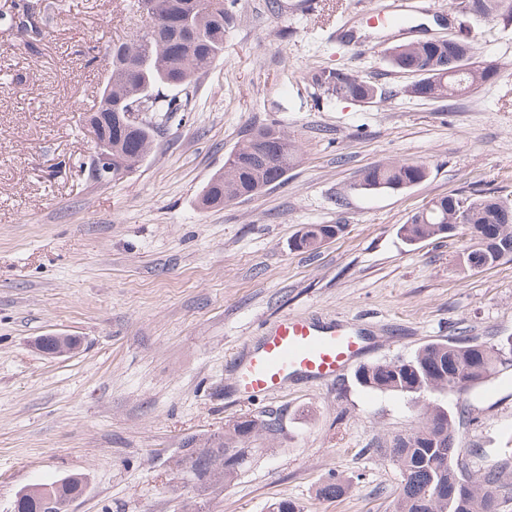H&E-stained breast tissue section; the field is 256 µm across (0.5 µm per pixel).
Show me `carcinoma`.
I'll return each instance as SVG.
<instances>
[{"label": "carcinoma", "instance_id": "carcinoma-1", "mask_svg": "<svg viewBox=\"0 0 512 512\" xmlns=\"http://www.w3.org/2000/svg\"><path fill=\"white\" fill-rule=\"evenodd\" d=\"M153 17L145 22L151 32H136L129 39L112 44L111 72L97 108L88 121L94 145L106 138L112 145V180L136 171L150 153L155 130L174 112H184L191 88L224 57V35L235 17L224 9V0H152ZM463 12L473 21H487L497 16L512 18V0H462ZM393 71L407 74L415 65L422 73L407 86L410 95L444 100L466 93L490 81L496 67L477 66L448 77V61L453 53L429 41H413L381 50ZM311 84L331 97L370 104L382 97L375 84L352 72L319 69L309 74ZM183 94L184 103L166 94ZM151 97V119L135 123L125 118L127 108ZM301 160L296 140L276 125L256 128L232 149L224 159V171L215 173L199 198L203 208L226 206L252 191H262L283 178ZM422 163H388L366 168L356 189L364 191L401 190L427 179ZM430 208L413 213L399 228L409 242L447 238L448 224L454 211L462 209L468 223L496 224L499 237L487 241L476 251L489 256L491 263L512 260V226L503 223L512 199L495 194L461 192L454 199L439 197L428 202ZM341 231L339 224H309L301 232L295 247L305 251L318 249L322 240ZM512 367V339L499 343L480 342L466 336L428 342L411 355L394 361L366 365L355 373L363 388L400 394L416 404L426 405L421 424L405 434H397L390 446L378 449L395 465L402 477L393 512H500L497 488L501 481L495 466L473 479L465 460L466 449L457 447L459 424L467 413L463 397L481 385L496 367ZM453 394L461 400L458 415L448 413L441 404L428 405L432 395ZM280 412L264 411L250 419L240 416L224 423L217 433L187 438L170 457L174 478L191 471L206 491L227 486L251 466L264 452L256 447L259 440L280 441L283 429ZM455 475L459 488L454 498L441 489L448 487V476ZM55 499L72 502L85 486L83 477L69 475L49 482ZM348 486L332 480L319 488L326 499L342 497ZM18 512H49L48 502L37 494L25 495L16 504Z\"/></svg>", "mask_w": 512, "mask_h": 512}]
</instances>
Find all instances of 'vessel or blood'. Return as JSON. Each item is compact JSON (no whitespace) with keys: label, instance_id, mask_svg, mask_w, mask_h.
I'll use <instances>...</instances> for the list:
<instances>
[{"label":"vessel or blood","instance_id":"vessel-or-blood-1","mask_svg":"<svg viewBox=\"0 0 512 512\" xmlns=\"http://www.w3.org/2000/svg\"><path fill=\"white\" fill-rule=\"evenodd\" d=\"M365 348L360 332L344 323L286 316L268 326L240 359L238 386L245 396L260 398L298 377L333 378Z\"/></svg>","mask_w":512,"mask_h":512}]
</instances>
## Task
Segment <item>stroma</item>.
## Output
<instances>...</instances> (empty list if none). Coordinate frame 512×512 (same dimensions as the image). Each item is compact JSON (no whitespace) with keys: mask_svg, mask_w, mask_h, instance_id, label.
<instances>
[{"mask_svg":"<svg viewBox=\"0 0 512 512\" xmlns=\"http://www.w3.org/2000/svg\"><path fill=\"white\" fill-rule=\"evenodd\" d=\"M130 0H0V512L33 484L78 474L70 512H392L401 485L379 455L417 426L407 398L332 380L239 391V356L285 316L340 321L367 342L358 365L425 343L512 337V261L461 272L472 244L408 243L401 224L433 198L490 189L512 198V20L475 23L461 0H407L406 31L382 25L392 0H232L224 56L173 113L142 165L98 184L85 123L108 76L105 50L141 25ZM469 35L494 77L442 101L408 96V76L379 46ZM354 72L383 87L372 104L323 94L311 70ZM276 124L302 162L258 195L201 209L198 197L251 129ZM418 162L426 181L363 192L361 171ZM337 224L319 249L304 226ZM68 333L80 349L50 357L36 338ZM457 445L472 472L503 470L512 512V367L470 391ZM280 409L288 435L230 486L200 492L168 459L194 434ZM347 495L319 497L330 477Z\"/></svg>","mask_w":512,"mask_h":512,"instance_id":"stroma-1","label":"stroma"}]
</instances>
